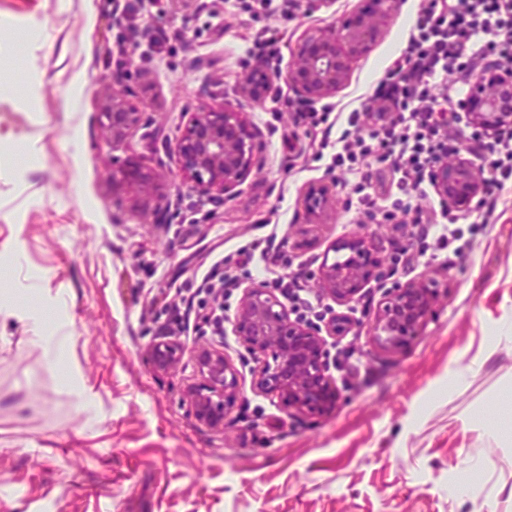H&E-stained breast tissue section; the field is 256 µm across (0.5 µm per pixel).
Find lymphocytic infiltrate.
<instances>
[{
  "label": "lymphocytic infiltrate",
  "mask_w": 512,
  "mask_h": 512,
  "mask_svg": "<svg viewBox=\"0 0 512 512\" xmlns=\"http://www.w3.org/2000/svg\"><path fill=\"white\" fill-rule=\"evenodd\" d=\"M482 62L512 69V0H425L404 54L386 72L385 92L352 110L336 141L334 163L356 176L360 205L370 209L378 199L392 197L384 219L416 225L418 236L432 239L438 250L463 240L459 216L437 217L411 197L424 193L435 168L447 164L462 144L474 155H493L479 169L487 195L512 186V129L499 131L487 145L466 138L460 126L469 78ZM369 160L382 167L379 185L359 176Z\"/></svg>",
  "instance_id": "lymphocytic-infiltrate-1"
}]
</instances>
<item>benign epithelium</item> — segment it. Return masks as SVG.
Returning <instances> with one entry per match:
<instances>
[{
    "label": "benign epithelium",
    "instance_id": "benign-epithelium-1",
    "mask_svg": "<svg viewBox=\"0 0 512 512\" xmlns=\"http://www.w3.org/2000/svg\"><path fill=\"white\" fill-rule=\"evenodd\" d=\"M339 31H329L305 41L286 74H260V84L286 77L308 101L330 97L341 87L353 59L365 54L382 28L396 13L402 0H367ZM512 96V73L491 71L475 78L467 114L471 124L487 133L512 125V108L500 109L501 98ZM106 131L112 143L128 140L137 130L141 113L129 95L112 96L105 112ZM259 144L235 106L223 99L187 113V121L171 156L176 174L201 195L219 202L230 201L257 163ZM160 173L147 172L139 163L121 171V180L132 197L144 194ZM433 188L445 207L470 206L482 190L477 167L465 159L441 165L435 171ZM309 208L325 213L333 206L327 189L308 193ZM373 240L357 237L329 250L350 251L343 261L323 259L316 280L332 300L347 305L365 285L381 277L363 264ZM437 292L422 281L396 282L382 289L372 323L371 339L379 348L393 352L420 335L432 315ZM343 331V323L331 318L322 325L292 317L291 307L270 289L255 284L244 289L233 321L240 347L253 358L254 387L276 397L290 416L313 415L333 408L338 398L331 373L328 339ZM186 347L175 336L155 337L146 346L148 362L157 370L176 365ZM202 380L190 386L187 401L196 421L209 429L224 428L229 405L239 394L237 369L215 345H202L196 352Z\"/></svg>",
    "mask_w": 512,
    "mask_h": 512
}]
</instances>
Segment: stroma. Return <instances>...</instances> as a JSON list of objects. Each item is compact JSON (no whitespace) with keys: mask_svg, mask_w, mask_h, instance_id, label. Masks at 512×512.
I'll list each match as a JSON object with an SVG mask.
<instances>
[{"mask_svg":"<svg viewBox=\"0 0 512 512\" xmlns=\"http://www.w3.org/2000/svg\"><path fill=\"white\" fill-rule=\"evenodd\" d=\"M116 0H0V134L15 151L0 163V512H512V188L496 216L477 225L463 254L420 252L409 224L367 217L352 175L331 163L343 114L358 108L401 56L423 0H404L346 84L292 108L283 74L306 39L337 29L363 0H288L255 16L232 0H117L140 31L108 27ZM283 35L260 99L239 78L265 28ZM85 70L74 111L68 74ZM124 71L152 120L120 144L104 125L112 76ZM223 98L258 135L261 162L235 198L198 195L172 171L170 152L189 112ZM136 158L167 173L138 199L113 172ZM328 186L336 209L305 204ZM168 197L167 223L152 221ZM367 235L388 281L424 280L439 296L420 336L395 352L376 348L369 320L381 293L368 284L352 303L321 296L322 318L355 322L330 340L340 390L334 409L291 417L253 386L254 361L232 330L217 337L198 319L219 305L232 321L244 288L273 273H302L306 288L332 244ZM274 238L267 272L256 245ZM417 259L394 267L395 244ZM251 262H244L246 254ZM237 286L201 290L216 260ZM188 328L174 367L148 365L146 343L166 329L171 308ZM62 339L51 366L32 324ZM223 344L239 373V398L221 430L195 422L183 395L201 380L196 350ZM502 432L491 439L487 428Z\"/></svg>","mask_w":512,"mask_h":512,"instance_id":"1","label":"stroma"}]
</instances>
